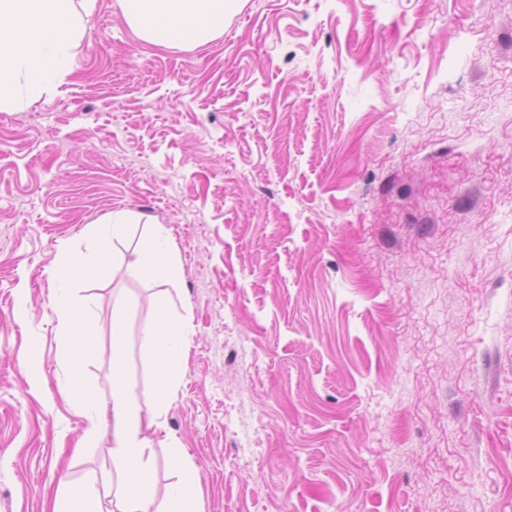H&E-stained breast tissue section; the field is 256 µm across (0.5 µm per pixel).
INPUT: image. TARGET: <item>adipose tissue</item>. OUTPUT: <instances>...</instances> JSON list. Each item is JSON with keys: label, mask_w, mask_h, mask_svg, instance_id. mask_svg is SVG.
<instances>
[{"label": "adipose tissue", "mask_w": 512, "mask_h": 512, "mask_svg": "<svg viewBox=\"0 0 512 512\" xmlns=\"http://www.w3.org/2000/svg\"><path fill=\"white\" fill-rule=\"evenodd\" d=\"M135 35L167 49L198 46L224 31V18L236 11L239 0H118ZM83 32L74 0H0V108L17 105L23 97H36L55 89L70 71L73 51ZM177 261L163 225H156L145 251L129 270L167 282L176 274ZM58 328L72 351L91 354V329L76 330L73 303L68 293L54 303ZM126 312H112V403L103 405L84 390L79 373H72L73 407L90 425L111 424L112 485L117 512H202L200 478L178 442L167 448V460L176 468L174 481L158 487L153 477L146 431L164 429V415L176 387V377L188 351L189 320L157 312L141 328L144 344L155 365L152 404L140 410L125 378L124 330Z\"/></svg>", "instance_id": "1"}]
</instances>
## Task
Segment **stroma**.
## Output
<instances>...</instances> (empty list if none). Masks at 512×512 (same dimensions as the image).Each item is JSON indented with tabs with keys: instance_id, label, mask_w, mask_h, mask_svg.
<instances>
[{
	"instance_id": "35a3bbf8",
	"label": "stroma",
	"mask_w": 512,
	"mask_h": 512,
	"mask_svg": "<svg viewBox=\"0 0 512 512\" xmlns=\"http://www.w3.org/2000/svg\"><path fill=\"white\" fill-rule=\"evenodd\" d=\"M80 19L58 90L0 110V512L65 481L113 512L62 291L107 404L113 304L144 407L143 322L191 314L152 457L188 449L204 512H512V0H241L183 51ZM124 209L104 275L58 277ZM156 224L169 283L128 271ZM54 312L57 318L58 328L63 336H67L74 354L83 358L91 354V340L93 332L91 326L78 331L73 322V303L67 292L59 294L54 303Z\"/></svg>"
}]
</instances>
